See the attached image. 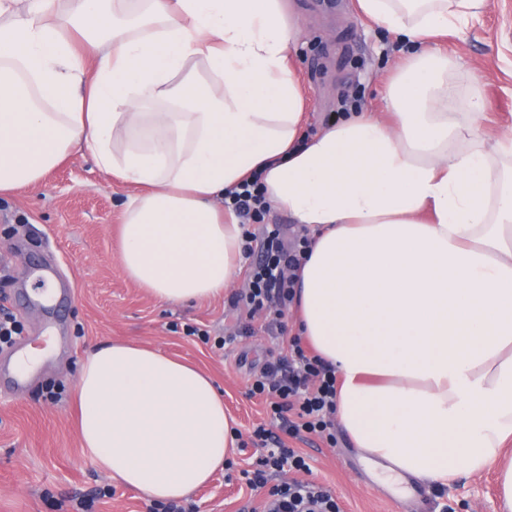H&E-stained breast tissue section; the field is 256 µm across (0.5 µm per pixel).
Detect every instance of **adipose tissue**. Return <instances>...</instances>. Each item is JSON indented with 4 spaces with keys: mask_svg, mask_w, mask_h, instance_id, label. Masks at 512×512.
<instances>
[{
    "mask_svg": "<svg viewBox=\"0 0 512 512\" xmlns=\"http://www.w3.org/2000/svg\"><path fill=\"white\" fill-rule=\"evenodd\" d=\"M484 3L356 0L409 47L388 116L309 136L284 0H0V194L88 152L132 188L125 274L183 305L234 286L245 227L217 203L258 178L311 233L298 319L355 447L436 484L498 465L512 512V133L487 135L479 77L460 94L439 45ZM76 401L87 457L155 500L237 446L211 376L156 348L96 347Z\"/></svg>",
    "mask_w": 512,
    "mask_h": 512,
    "instance_id": "adipose-tissue-1",
    "label": "adipose tissue"
}]
</instances>
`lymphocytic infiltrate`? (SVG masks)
I'll return each mask as SVG.
<instances>
[{
    "label": "lymphocytic infiltrate",
    "instance_id": "f902f5d3",
    "mask_svg": "<svg viewBox=\"0 0 512 512\" xmlns=\"http://www.w3.org/2000/svg\"><path fill=\"white\" fill-rule=\"evenodd\" d=\"M242 221L262 220L260 236H249L243 247L248 262L247 284L231 298L232 305L243 306L244 332H252V322L262 318L268 332L283 335L284 352L266 360L251 376L250 395L269 401L273 416L280 422L279 432L257 428L255 435L265 453L254 470L245 472L251 490L262 492L261 512H341L333 493L313 481L293 480L273 483L274 475L291 469L308 471L305 456L287 447L285 437L302 434L331 436L336 411V371L310 354L299 337L288 336L285 321L295 298L296 272L308 246L307 235L289 237L284 225L264 223L268 204L256 184L244 183L224 196Z\"/></svg>",
    "mask_w": 512,
    "mask_h": 512
}]
</instances>
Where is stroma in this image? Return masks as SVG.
<instances>
[{
	"mask_svg": "<svg viewBox=\"0 0 512 512\" xmlns=\"http://www.w3.org/2000/svg\"><path fill=\"white\" fill-rule=\"evenodd\" d=\"M287 3L301 23L291 58L312 99L305 132L338 121L349 96L384 114L381 89L401 57L396 37L362 18L355 0ZM442 47L460 88L470 76L480 77L489 133L512 128V0H486L480 19ZM124 193L77 150L39 184L0 199V256L13 255L0 297L24 325L15 350L42 336L53 340L51 353L22 379L12 366L15 350H0V512H71L74 499L91 497L95 512H148L143 493L115 482L86 457L76 424L79 367L94 347L112 340L160 348L214 378L236 420L239 446L229 471L185 502L194 512H256L262 497L247 488L242 473L262 452L254 429L275 424L265 403L247 392L271 339L258 327L225 353L213 339L236 324L227 297L168 306L131 281L120 258ZM50 287L58 295L43 301ZM190 326L208 331L209 339L187 335ZM51 388L58 399L48 398ZM288 445L308 457L310 480L328 487L343 512H502L492 469L438 487L388 471L341 432L332 442L309 436Z\"/></svg>",
	"mask_w": 512,
	"mask_h": 512,
	"instance_id": "1",
	"label": "stroma"
}]
</instances>
